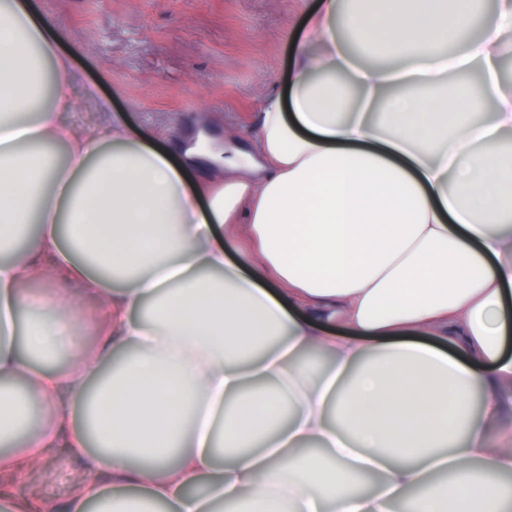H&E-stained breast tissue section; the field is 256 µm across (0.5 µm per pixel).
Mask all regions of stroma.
I'll return each mask as SVG.
<instances>
[{
	"label": "stroma",
	"mask_w": 512,
	"mask_h": 512,
	"mask_svg": "<svg viewBox=\"0 0 512 512\" xmlns=\"http://www.w3.org/2000/svg\"><path fill=\"white\" fill-rule=\"evenodd\" d=\"M110 115L175 150L204 130L255 148L263 101L286 87L292 41L316 0H29Z\"/></svg>",
	"instance_id": "obj_1"
}]
</instances>
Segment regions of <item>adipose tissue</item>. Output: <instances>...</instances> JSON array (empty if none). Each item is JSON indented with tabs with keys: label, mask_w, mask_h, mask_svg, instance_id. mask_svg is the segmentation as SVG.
<instances>
[{
	"label": "adipose tissue",
	"mask_w": 512,
	"mask_h": 512,
	"mask_svg": "<svg viewBox=\"0 0 512 512\" xmlns=\"http://www.w3.org/2000/svg\"><path fill=\"white\" fill-rule=\"evenodd\" d=\"M474 3L318 0L252 154L66 122L58 36L8 0L0 512H512V0L457 40ZM61 455L68 496L27 494Z\"/></svg>",
	"instance_id": "ef3b65f1"
}]
</instances>
